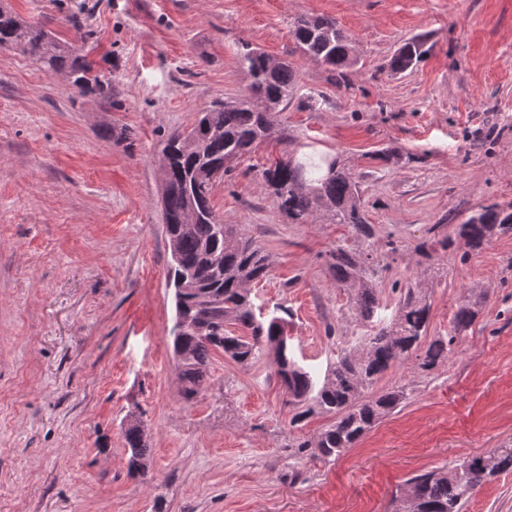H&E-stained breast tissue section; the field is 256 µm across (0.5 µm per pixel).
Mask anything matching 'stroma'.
Wrapping results in <instances>:
<instances>
[{"mask_svg": "<svg viewBox=\"0 0 512 512\" xmlns=\"http://www.w3.org/2000/svg\"><path fill=\"white\" fill-rule=\"evenodd\" d=\"M112 79V96L0 48V512H393L408 478L512 449V234L470 250L458 226L512 204V0H5ZM325 16L357 63L334 73L297 47L293 23ZM428 52L405 72L391 55L413 36ZM292 63L297 86L275 140L227 162L212 206L252 236L271 272L255 304L288 311L289 343L324 378L340 348L363 347L357 291L329 269L350 228L288 221L261 170L290 157L353 173L378 240V319L402 291L431 306L427 338L459 303L481 311L448 359L415 358L368 391L406 400L337 459L297 451L333 422H295L271 350L214 353L201 393L181 396L166 281L158 147L199 113L244 94L238 52ZM449 247H441L442 238ZM144 428L149 470L128 472L124 430ZM463 512H512V473Z\"/></svg>", "mask_w": 512, "mask_h": 512, "instance_id": "35a3bbf8", "label": "stroma"}]
</instances>
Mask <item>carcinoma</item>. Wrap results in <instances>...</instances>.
Listing matches in <instances>:
<instances>
[{
	"instance_id": "1",
	"label": "carcinoma",
	"mask_w": 512,
	"mask_h": 512,
	"mask_svg": "<svg viewBox=\"0 0 512 512\" xmlns=\"http://www.w3.org/2000/svg\"><path fill=\"white\" fill-rule=\"evenodd\" d=\"M297 47L313 62L331 71L353 64L349 36L335 20L307 16L293 29ZM21 51L53 73H64L82 91L96 90L106 97L110 83L101 79L95 62L76 48L60 42L52 32L30 24L0 2V47ZM420 38L406 41L389 59L388 68L402 73L426 55ZM239 61L251 81L244 95L216 104L195 121L188 131L174 132L160 144L166 168L163 214L171 261L168 285L174 288L175 316L182 324L171 330L173 348L190 353L180 365L182 396L193 400L201 391L212 352L221 351L239 364L255 360L266 348L273 350L276 376L292 402L303 406L293 422L298 423L318 408L336 415L318 441L297 444L318 448L323 460L334 459L353 447L377 421L395 410L405 398L402 389L368 399L365 391L395 364L416 355L423 372L435 369L471 327L479 314V300L459 304L450 334L421 346L430 320V304L408 288L400 296L397 311L386 325L372 329L363 349H341L329 367L322 385L294 359L289 346H277L284 319L258 311L248 285L269 276L263 250L226 224L213 210L211 191L215 179L211 166L251 153L271 138L275 114L293 97L296 73L286 60L270 63L269 57L248 45L239 51ZM262 178L289 220L301 224L322 214L333 224L351 228L363 250L339 246L331 254L330 271L337 284L358 288L357 311L372 321L380 308L377 288L383 266L376 263L378 240L366 216L359 188L352 173L336 162L318 175L305 166L278 159L262 169ZM512 231V205L492 203L459 225L458 235L472 250L484 248L495 236ZM232 325L245 332L236 335ZM129 470L145 475L149 448L140 425L124 432ZM512 472V452L495 458L491 467L483 458L468 460V468L431 470L407 480L405 494L420 502L421 512H463L473 493L494 476Z\"/></svg>"
}]
</instances>
